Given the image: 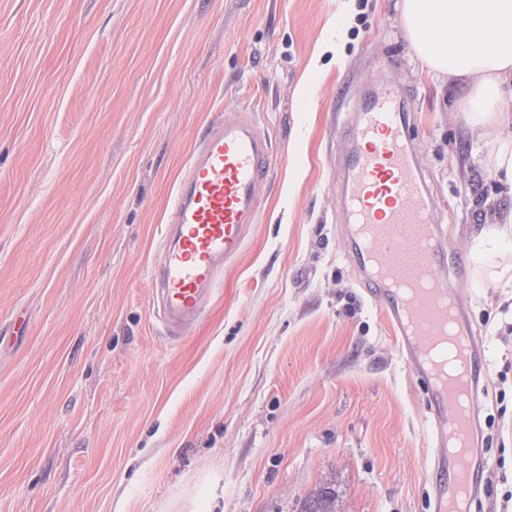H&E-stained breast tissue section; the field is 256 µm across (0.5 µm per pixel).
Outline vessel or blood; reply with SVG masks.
<instances>
[{
	"mask_svg": "<svg viewBox=\"0 0 512 512\" xmlns=\"http://www.w3.org/2000/svg\"><path fill=\"white\" fill-rule=\"evenodd\" d=\"M405 103L376 96L337 129L348 144L336 171L351 226L352 266L372 285L396 342L430 398L433 450L426 476L434 512H473L488 465L471 404H458L456 386L437 379L429 349L455 331L468 392L486 370L465 323L432 196L415 151ZM272 153L265 135L247 122L215 118L204 130L170 201L161 257L152 286L168 333H187L219 283L225 263L242 250L258 218V186Z\"/></svg>",
	"mask_w": 512,
	"mask_h": 512,
	"instance_id": "vessel-or-blood-1",
	"label": "vessel or blood"
}]
</instances>
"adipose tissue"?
Masks as SVG:
<instances>
[{
    "label": "adipose tissue",
    "instance_id": "obj_1",
    "mask_svg": "<svg viewBox=\"0 0 512 512\" xmlns=\"http://www.w3.org/2000/svg\"><path fill=\"white\" fill-rule=\"evenodd\" d=\"M400 19L429 73L464 81L468 124L500 129L491 165L512 186V0H401ZM511 241L512 207L473 240L478 274L504 288H512V271L495 257Z\"/></svg>",
    "mask_w": 512,
    "mask_h": 512
}]
</instances>
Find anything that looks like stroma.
<instances>
[{"mask_svg":"<svg viewBox=\"0 0 512 512\" xmlns=\"http://www.w3.org/2000/svg\"><path fill=\"white\" fill-rule=\"evenodd\" d=\"M405 99L449 259L512 188L400 0H0V512H433L427 405L348 257L337 123ZM275 163L195 329L151 305L205 127ZM488 362L483 512H512V291L458 281ZM24 314L20 329L10 321Z\"/></svg>","mask_w":512,"mask_h":512,"instance_id":"obj_1","label":"stroma"}]
</instances>
